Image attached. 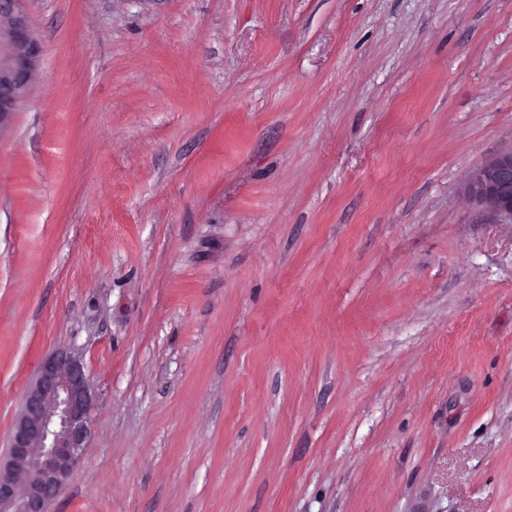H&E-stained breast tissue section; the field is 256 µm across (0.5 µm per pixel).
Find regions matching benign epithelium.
I'll list each match as a JSON object with an SVG mask.
<instances>
[{
  "label": "benign epithelium",
  "instance_id": "1",
  "mask_svg": "<svg viewBox=\"0 0 512 512\" xmlns=\"http://www.w3.org/2000/svg\"><path fill=\"white\" fill-rule=\"evenodd\" d=\"M19 0H0V38L11 46L0 65V115L36 79L37 43L16 15ZM465 192L482 210L512 220V150L503 151L467 178ZM96 393L83 358L59 348L43 358L0 458V512H52L92 437Z\"/></svg>",
  "mask_w": 512,
  "mask_h": 512
}]
</instances>
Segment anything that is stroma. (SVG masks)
<instances>
[{
	"mask_svg": "<svg viewBox=\"0 0 512 512\" xmlns=\"http://www.w3.org/2000/svg\"><path fill=\"white\" fill-rule=\"evenodd\" d=\"M0 456L43 357L53 512H512V0H20ZM465 192L485 212L512 220V150L475 168L467 178ZM95 403L81 355L40 361L0 458V512L52 511L90 445Z\"/></svg>",
	"mask_w": 512,
	"mask_h": 512,
	"instance_id": "35a3bbf8",
	"label": "stroma"
}]
</instances>
